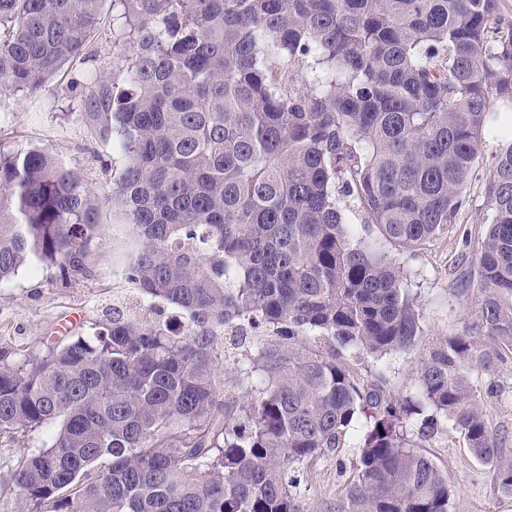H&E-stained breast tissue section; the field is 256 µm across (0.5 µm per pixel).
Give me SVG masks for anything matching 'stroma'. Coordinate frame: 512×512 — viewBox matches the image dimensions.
<instances>
[{"instance_id":"obj_1","label":"stroma","mask_w":512,"mask_h":512,"mask_svg":"<svg viewBox=\"0 0 512 512\" xmlns=\"http://www.w3.org/2000/svg\"><path fill=\"white\" fill-rule=\"evenodd\" d=\"M57 76L42 92L26 94L0 89V150L45 147L66 167L76 171L93 190L107 192L112 166L119 160L111 145L89 137L76 118L78 95ZM508 138L488 135L479 161V180L468 189L470 202L457 216L456 230L430 247L400 255L408 272V286L417 293L423 311L425 336L461 328L471 306L470 298L457 295L455 282L472 254L462 245L459 227L478 231L491 221L484 197L485 177ZM93 275L66 288L48 279L45 270L28 268L0 284V348L25 350L45 339L87 332L91 322L103 319L112 304L124 297L112 281V249L104 247L92 262ZM490 429L512 448V361L496 364L479 381ZM428 456L448 477L453 490L450 512H512V497L503 496L493 470L469 453L456 433H443L425 442ZM358 451L344 449L339 458L326 457L306 476L304 505L308 512H325L342 487L340 466H352Z\"/></svg>"}]
</instances>
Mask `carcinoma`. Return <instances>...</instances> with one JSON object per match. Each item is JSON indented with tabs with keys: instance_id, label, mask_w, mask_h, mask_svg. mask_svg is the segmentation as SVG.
<instances>
[{
	"instance_id": "obj_1",
	"label": "carcinoma",
	"mask_w": 512,
	"mask_h": 512,
	"mask_svg": "<svg viewBox=\"0 0 512 512\" xmlns=\"http://www.w3.org/2000/svg\"><path fill=\"white\" fill-rule=\"evenodd\" d=\"M105 0H0V88L85 59ZM112 72L80 118L120 162L107 194L46 149L0 151V283L36 262L112 275L140 311L0 349L12 512H304L300 468L358 449L327 512H448L422 443L448 431L512 496L476 382L512 358V145L456 280L462 329L422 341L396 257L354 240L356 198L398 251L454 228L495 103L512 112L498 0H112ZM419 348L402 396L377 363ZM55 433L42 439V429Z\"/></svg>"
}]
</instances>
